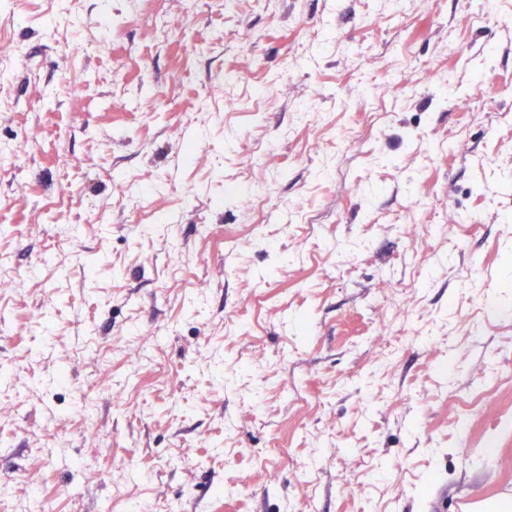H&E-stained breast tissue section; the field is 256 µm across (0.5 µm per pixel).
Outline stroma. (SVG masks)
Returning a JSON list of instances; mask_svg holds the SVG:
<instances>
[{
	"label": "stroma",
	"instance_id": "stroma-1",
	"mask_svg": "<svg viewBox=\"0 0 512 512\" xmlns=\"http://www.w3.org/2000/svg\"><path fill=\"white\" fill-rule=\"evenodd\" d=\"M145 8H0V512H512V0Z\"/></svg>",
	"mask_w": 512,
	"mask_h": 512
}]
</instances>
